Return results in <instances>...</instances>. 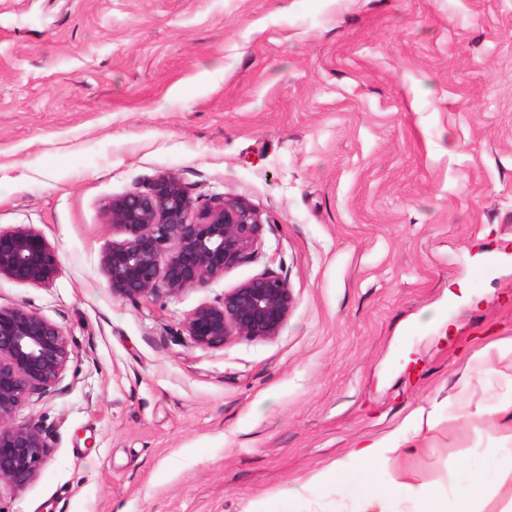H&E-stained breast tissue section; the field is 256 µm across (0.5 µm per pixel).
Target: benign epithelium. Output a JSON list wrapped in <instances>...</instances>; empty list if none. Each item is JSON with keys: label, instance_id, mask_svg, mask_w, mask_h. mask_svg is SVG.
Instances as JSON below:
<instances>
[{"label": "benign epithelium", "instance_id": "benign-epithelium-1", "mask_svg": "<svg viewBox=\"0 0 512 512\" xmlns=\"http://www.w3.org/2000/svg\"><path fill=\"white\" fill-rule=\"evenodd\" d=\"M106 214L124 239L102 252L100 269L112 295L127 301L209 286L254 258L262 224L246 199L194 198L171 174L112 198ZM58 269L55 249L38 230L0 229V278L48 284ZM292 307L288 282L265 270L196 307L183 329L201 348H222L235 338L273 339ZM74 356L75 346L58 323L22 305L0 306V486L20 492L39 477L48 456L46 432L13 417L32 393L55 386Z\"/></svg>", "mask_w": 512, "mask_h": 512}]
</instances>
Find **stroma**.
I'll return each mask as SVG.
<instances>
[{
    "instance_id": "35a3bbf8",
    "label": "stroma",
    "mask_w": 512,
    "mask_h": 512,
    "mask_svg": "<svg viewBox=\"0 0 512 512\" xmlns=\"http://www.w3.org/2000/svg\"><path fill=\"white\" fill-rule=\"evenodd\" d=\"M161 174L247 199L252 262L208 287L113 297L105 204ZM55 248L0 305L76 354L15 423L49 454L5 512H357L308 483L416 406L418 466L497 477L489 410L512 378L466 369L512 335V0H0V227ZM279 336L194 346L182 323L264 270ZM469 389L485 408L460 418Z\"/></svg>"
}]
</instances>
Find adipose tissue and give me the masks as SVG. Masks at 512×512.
Wrapping results in <instances>:
<instances>
[{
  "instance_id": "1",
  "label": "adipose tissue",
  "mask_w": 512,
  "mask_h": 512,
  "mask_svg": "<svg viewBox=\"0 0 512 512\" xmlns=\"http://www.w3.org/2000/svg\"><path fill=\"white\" fill-rule=\"evenodd\" d=\"M436 424L435 409L417 407L400 427L364 441L350 451L347 460L331 463L312 474L310 480L329 484L343 468L361 471L366 479L354 492L360 512H396L394 505L400 498L412 502L413 512H483L487 482L482 475H472L466 486L452 492L447 476L425 480L400 464L405 448L420 450L422 437Z\"/></svg>"
}]
</instances>
